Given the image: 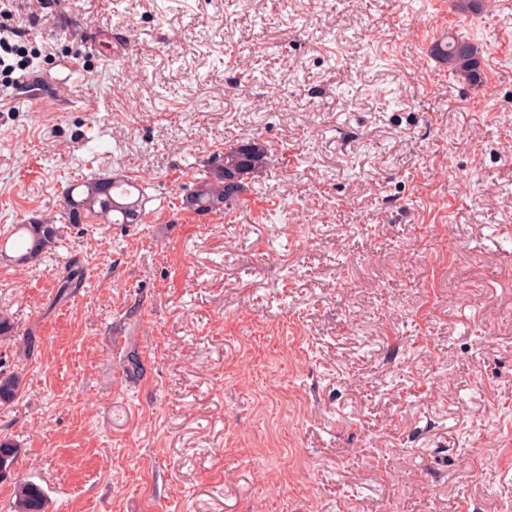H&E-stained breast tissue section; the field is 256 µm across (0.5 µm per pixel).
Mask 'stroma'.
Returning a JSON list of instances; mask_svg holds the SVG:
<instances>
[{"mask_svg": "<svg viewBox=\"0 0 512 512\" xmlns=\"http://www.w3.org/2000/svg\"><path fill=\"white\" fill-rule=\"evenodd\" d=\"M449 35L480 85L431 57ZM0 39L46 100L0 72V243L99 177L145 213L0 258V512L20 478L47 512L512 504V0H0ZM247 141L244 203L182 209ZM84 268L78 260H72L64 270V276L59 280L56 301H65L71 294L82 287ZM22 382L18 371L0 369V406H9L19 398ZM20 452L21 448L10 437L0 436V480L10 475Z\"/></svg>", "mask_w": 512, "mask_h": 512, "instance_id": "stroma-1", "label": "stroma"}]
</instances>
